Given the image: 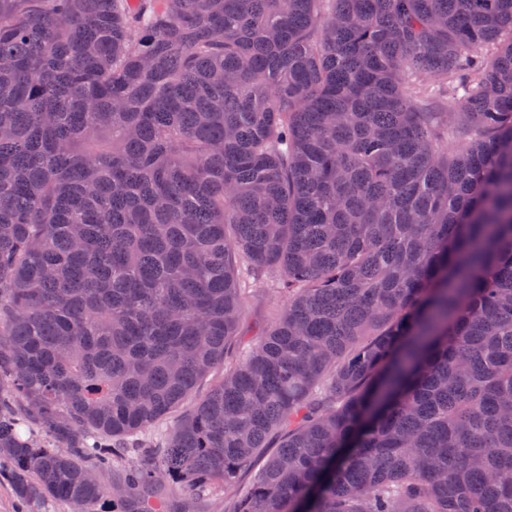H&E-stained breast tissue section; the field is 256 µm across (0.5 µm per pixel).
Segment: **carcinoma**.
<instances>
[{
    "instance_id": "carcinoma-1",
    "label": "carcinoma",
    "mask_w": 512,
    "mask_h": 512,
    "mask_svg": "<svg viewBox=\"0 0 512 512\" xmlns=\"http://www.w3.org/2000/svg\"><path fill=\"white\" fill-rule=\"evenodd\" d=\"M239 261L288 304L184 411ZM178 410L123 512L264 455L225 512H512V0H0L15 493L98 512ZM140 458L137 455H126L122 458H115L113 462L110 463L109 466L101 470L100 481L106 488L108 492V496L104 503H101L98 506V509L103 510V512H113V511H122L123 506L120 503L113 504L112 511V481L118 474H121L133 464L138 463Z\"/></svg>"
}]
</instances>
